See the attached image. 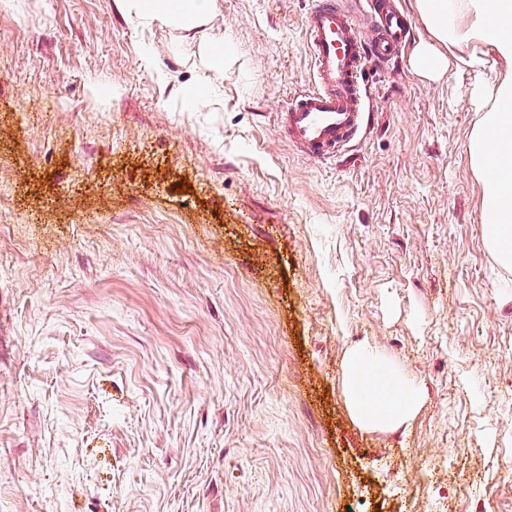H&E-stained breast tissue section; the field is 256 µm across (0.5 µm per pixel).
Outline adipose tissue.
Listing matches in <instances>:
<instances>
[{"instance_id": "adipose-tissue-1", "label": "adipose tissue", "mask_w": 512, "mask_h": 512, "mask_svg": "<svg viewBox=\"0 0 512 512\" xmlns=\"http://www.w3.org/2000/svg\"><path fill=\"white\" fill-rule=\"evenodd\" d=\"M141 25L163 21L180 29L206 25L214 0H116ZM430 40L412 56L425 76L444 74L449 64L479 70L487 60L501 63L493 80L476 86L479 114L468 154L485 189L482 222L486 242L499 265L512 268V0H414ZM346 387L352 412L364 425L390 427L408 421L419 405L417 390L403 389L390 366L370 346L346 357Z\"/></svg>"}]
</instances>
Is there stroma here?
<instances>
[{"label": "stroma", "mask_w": 512, "mask_h": 512, "mask_svg": "<svg viewBox=\"0 0 512 512\" xmlns=\"http://www.w3.org/2000/svg\"><path fill=\"white\" fill-rule=\"evenodd\" d=\"M310 2L188 31L0 5V512H512L473 75L403 50L348 156L310 160L279 132ZM362 344L421 393L398 428L351 412Z\"/></svg>", "instance_id": "obj_1"}]
</instances>
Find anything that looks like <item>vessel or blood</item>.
<instances>
[{
  "label": "vessel or blood",
  "mask_w": 512,
  "mask_h": 512,
  "mask_svg": "<svg viewBox=\"0 0 512 512\" xmlns=\"http://www.w3.org/2000/svg\"><path fill=\"white\" fill-rule=\"evenodd\" d=\"M374 36L364 39L351 12L338 0H312L304 25L314 86L289 98L281 132L306 157L327 160L369 128L364 73L395 59L411 30L405 13L371 0Z\"/></svg>",
  "instance_id": "obj_1"
}]
</instances>
